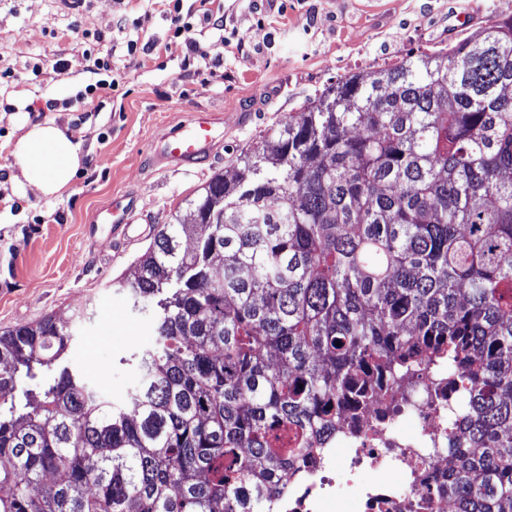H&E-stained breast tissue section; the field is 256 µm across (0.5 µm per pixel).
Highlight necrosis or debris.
Instances as JSON below:
<instances>
[{
  "instance_id": "necrosis-or-debris-1",
  "label": "necrosis or debris",
  "mask_w": 512,
  "mask_h": 512,
  "mask_svg": "<svg viewBox=\"0 0 512 512\" xmlns=\"http://www.w3.org/2000/svg\"><path fill=\"white\" fill-rule=\"evenodd\" d=\"M404 397L391 386L346 411L306 468L288 473L278 512H448V394L421 390L394 415ZM405 417L413 433L401 430Z\"/></svg>"
}]
</instances>
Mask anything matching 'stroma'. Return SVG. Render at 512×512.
I'll list each match as a JSON object with an SVG mask.
<instances>
[{
  "instance_id": "stroma-1",
  "label": "stroma",
  "mask_w": 512,
  "mask_h": 512,
  "mask_svg": "<svg viewBox=\"0 0 512 512\" xmlns=\"http://www.w3.org/2000/svg\"><path fill=\"white\" fill-rule=\"evenodd\" d=\"M67 2L0 0V332L82 314L68 360L120 404L155 331L152 311L117 286L151 241L113 239V205L134 224L170 223L328 83L479 37L494 15H512V0H221L224 31L202 37L196 55L173 35L170 0ZM134 38L154 51L128 54ZM98 58L116 85L86 112V64ZM200 108L222 140L198 164L159 161L153 142ZM48 121L84 156L60 198L13 180L22 127Z\"/></svg>"
}]
</instances>
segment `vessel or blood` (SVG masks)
<instances>
[{"label": "vessel or blood", "mask_w": 512, "mask_h": 512, "mask_svg": "<svg viewBox=\"0 0 512 512\" xmlns=\"http://www.w3.org/2000/svg\"><path fill=\"white\" fill-rule=\"evenodd\" d=\"M219 129L212 113L192 112L177 130L160 136L153 144V151L160 161L177 166L191 165L202 159L218 141ZM113 230L120 240L132 241L145 238L149 226L129 223L125 214H113Z\"/></svg>", "instance_id": "vessel-or-blood-1"}]
</instances>
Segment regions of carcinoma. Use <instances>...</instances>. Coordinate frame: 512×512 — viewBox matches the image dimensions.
Segmentation results:
<instances>
[{"mask_svg":"<svg viewBox=\"0 0 512 512\" xmlns=\"http://www.w3.org/2000/svg\"><path fill=\"white\" fill-rule=\"evenodd\" d=\"M512 15L344 75L157 230L130 415L65 362L75 323L0 334V512H271L376 371L422 369L454 512H512Z\"/></svg>","mask_w":512,"mask_h":512,"instance_id":"carcinoma-1","label":"carcinoma"}]
</instances>
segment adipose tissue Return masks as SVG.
<instances>
[{
    "instance_id": "adipose-tissue-1",
    "label": "adipose tissue",
    "mask_w": 512,
    "mask_h": 512,
    "mask_svg": "<svg viewBox=\"0 0 512 512\" xmlns=\"http://www.w3.org/2000/svg\"><path fill=\"white\" fill-rule=\"evenodd\" d=\"M12 155L17 184H30L45 197L68 193L83 159L66 129L55 123L36 124L17 139Z\"/></svg>"
}]
</instances>
